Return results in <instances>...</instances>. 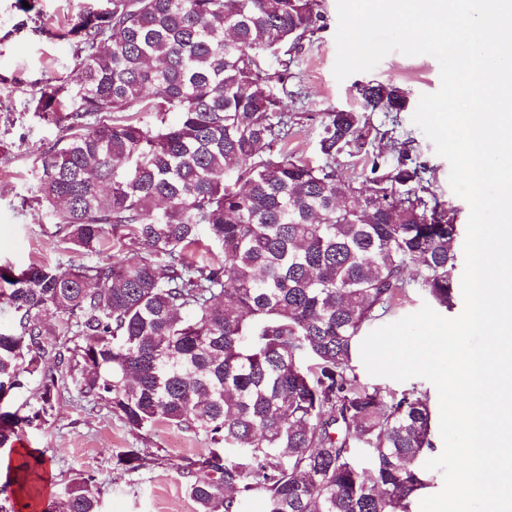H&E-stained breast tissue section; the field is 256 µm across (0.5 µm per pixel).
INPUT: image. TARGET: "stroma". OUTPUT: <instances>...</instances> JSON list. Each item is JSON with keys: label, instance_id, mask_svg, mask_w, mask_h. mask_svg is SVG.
<instances>
[{"label": "stroma", "instance_id": "obj_1", "mask_svg": "<svg viewBox=\"0 0 512 512\" xmlns=\"http://www.w3.org/2000/svg\"><path fill=\"white\" fill-rule=\"evenodd\" d=\"M94 0H35L23 12L17 0H0V265L24 267L31 263L68 266L72 263L111 261L101 255L69 251L55 233L53 218L40 200L35 157L48 151L60 136L52 113L35 111L37 90L45 83L72 86L83 62L69 23ZM322 28L304 42L299 62L291 68L290 89H301L294 109L306 113L290 147L319 161L317 141L322 113L361 110L359 89L370 82L393 83L409 98L398 125L385 123L380 112L369 113L370 123L382 128L384 139H369V154L390 157V145L411 140L413 154L431 171L432 189L456 221L466 224L469 206L449 184L450 165L435 152L432 141L413 123L422 95L438 91L440 68L429 55L388 54L373 69L345 80L333 73L338 28L337 0H324ZM15 448L45 452L47 462L39 484L42 495L53 497L79 474L102 484V512H190L193 503L185 491L189 481L182 467L206 446L203 437L187 430L156 425L134 430L104 406L80 400L74 386L60 389L51 417L23 428ZM129 450L154 454L145 468L131 472L119 455Z\"/></svg>", "mask_w": 512, "mask_h": 512}]
</instances>
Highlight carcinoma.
<instances>
[{
	"instance_id": "carcinoma-1",
	"label": "carcinoma",
	"mask_w": 512,
	"mask_h": 512,
	"mask_svg": "<svg viewBox=\"0 0 512 512\" xmlns=\"http://www.w3.org/2000/svg\"><path fill=\"white\" fill-rule=\"evenodd\" d=\"M322 19L321 0H100L66 30L85 62L74 88L39 91L38 112L68 99L39 192L64 243L121 257L0 266L18 326L0 331V454L75 369L130 428L205 438L184 465L196 512H412L436 449L427 393L371 386L353 361L409 288L452 305L460 225L407 141L336 173L380 135L357 111L323 114L320 162L286 150L303 119L282 110L288 74ZM360 94L393 122L407 106L393 83ZM32 383L29 413L3 406ZM44 464L7 463L0 512H19L12 486L40 498ZM100 494L78 477L42 512H100Z\"/></svg>"
}]
</instances>
